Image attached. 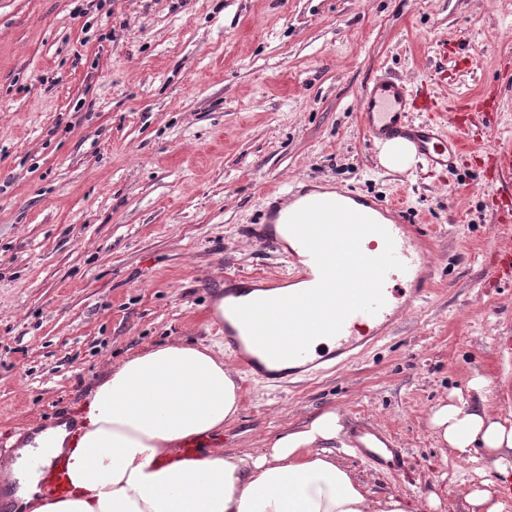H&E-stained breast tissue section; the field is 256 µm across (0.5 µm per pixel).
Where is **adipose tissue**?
I'll return each instance as SVG.
<instances>
[{
  "mask_svg": "<svg viewBox=\"0 0 512 512\" xmlns=\"http://www.w3.org/2000/svg\"><path fill=\"white\" fill-rule=\"evenodd\" d=\"M237 405L223 349L177 343L134 353L99 378L78 428L62 422L0 454V490L14 512H406L398 495L371 499L337 463L346 431L336 410L255 453L182 459L183 446L223 428ZM430 424L459 454L482 448L489 471L512 475V426L484 407L441 405ZM61 458L69 491L58 498L43 475Z\"/></svg>",
  "mask_w": 512,
  "mask_h": 512,
  "instance_id": "obj_1",
  "label": "adipose tissue"
}]
</instances>
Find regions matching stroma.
Here are the masks:
<instances>
[{
    "mask_svg": "<svg viewBox=\"0 0 512 512\" xmlns=\"http://www.w3.org/2000/svg\"><path fill=\"white\" fill-rule=\"evenodd\" d=\"M389 74L441 100L500 88L454 174L383 167L358 104ZM512 140V0H0V444L56 425L110 365L213 345L228 273L281 259L242 237L265 196L353 188L421 225L433 291L354 363L288 388L237 373L212 447L253 453L337 409L407 452L396 473L336 458L372 497L469 512L482 451L443 446L438 405L512 421V223L481 157ZM488 382L484 394L474 378Z\"/></svg>",
    "mask_w": 512,
    "mask_h": 512,
    "instance_id": "35a3bbf8",
    "label": "stroma"
}]
</instances>
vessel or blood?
Returning a JSON list of instances; mask_svg holds the SVG:
<instances>
[{"instance_id": "vessel-or-blood-1", "label": "vessel or blood", "mask_w": 512, "mask_h": 512, "mask_svg": "<svg viewBox=\"0 0 512 512\" xmlns=\"http://www.w3.org/2000/svg\"><path fill=\"white\" fill-rule=\"evenodd\" d=\"M496 95V88L489 85L480 95L449 103L444 108L428 87L413 91L405 82L382 76L366 88L359 109L371 143L408 142L428 171L445 173L456 168L465 152L461 134L464 123L473 114L490 116V103ZM332 200L384 227L385 235H368L367 247L374 254H382L385 237H392L395 255L403 267L387 273L383 285L385 303L377 313H354L338 334L314 340L303 356L287 361L272 360L253 343L233 314V306L309 290L318 284L320 271L303 245L293 246L288 242L287 220L306 206V191L291 189L271 196L263 223L243 225L241 233L252 243L278 254L286 270L273 279L225 276L220 294L225 312L217 324L225 347L234 353L240 369L273 386L301 382L332 371L337 365L353 362L384 340L410 309L426 301L431 293L434 269L428 242L417 225L405 222L398 204L368 198L348 188L336 189ZM369 433V428L359 427L350 435L351 446L359 457L389 472L401 470L406 460L405 449L386 438L380 446H367L364 438Z\"/></svg>"}]
</instances>
